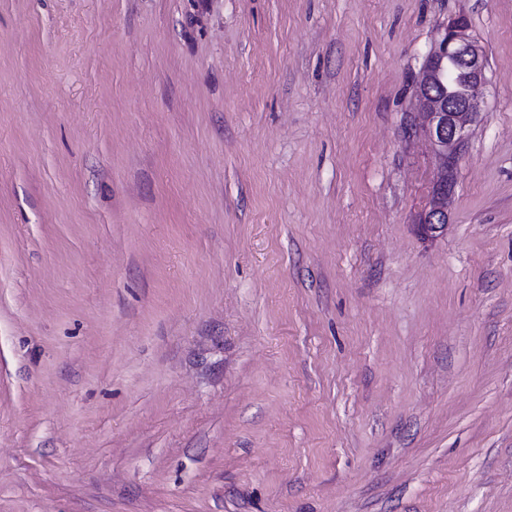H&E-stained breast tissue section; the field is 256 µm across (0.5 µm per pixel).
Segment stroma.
Returning <instances> with one entry per match:
<instances>
[{"label":"stroma","instance_id":"stroma-1","mask_svg":"<svg viewBox=\"0 0 512 512\" xmlns=\"http://www.w3.org/2000/svg\"><path fill=\"white\" fill-rule=\"evenodd\" d=\"M0 512H512V0H0ZM487 58L482 47L468 33V24L458 17L444 25L438 40L426 58L423 83L418 88L422 108V131L442 160L443 172L434 186L433 204L419 219L423 234L438 232L447 224L446 207L453 186L450 175L458 165V150L468 137L469 129L479 120L478 94L487 82ZM448 80L455 74H464L467 90L458 99H436L425 102L424 94L441 76Z\"/></svg>","mask_w":512,"mask_h":512}]
</instances>
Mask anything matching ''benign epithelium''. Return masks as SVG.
<instances>
[{
	"label": "benign epithelium",
	"mask_w": 512,
	"mask_h": 512,
	"mask_svg": "<svg viewBox=\"0 0 512 512\" xmlns=\"http://www.w3.org/2000/svg\"><path fill=\"white\" fill-rule=\"evenodd\" d=\"M487 58L482 47L468 33L465 19L458 17L444 25L438 40L426 58L423 83L418 88L422 108V131L442 160L443 172L435 184L433 204L419 219L423 234L438 232L447 224L445 204L453 186L450 175L458 165V150L469 129L479 120L478 94L487 82ZM466 76L467 90L458 99L424 100L432 83L443 75Z\"/></svg>",
	"instance_id": "obj_1"
}]
</instances>
